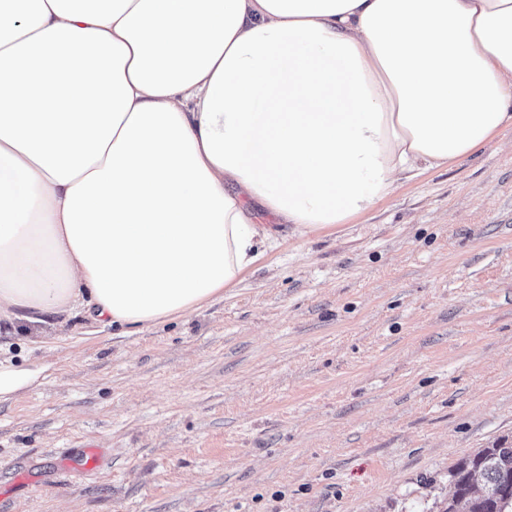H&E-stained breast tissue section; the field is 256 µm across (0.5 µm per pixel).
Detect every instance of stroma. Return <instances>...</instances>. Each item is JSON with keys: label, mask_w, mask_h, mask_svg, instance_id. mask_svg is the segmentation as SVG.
<instances>
[{"label": "stroma", "mask_w": 512, "mask_h": 512, "mask_svg": "<svg viewBox=\"0 0 512 512\" xmlns=\"http://www.w3.org/2000/svg\"><path fill=\"white\" fill-rule=\"evenodd\" d=\"M0 345L55 365L0 403V512H442L512 438V130L188 319Z\"/></svg>", "instance_id": "1"}]
</instances>
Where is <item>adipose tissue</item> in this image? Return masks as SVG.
I'll list each match as a JSON object with an SVG mask.
<instances>
[{"instance_id": "adipose-tissue-1", "label": "adipose tissue", "mask_w": 512, "mask_h": 512, "mask_svg": "<svg viewBox=\"0 0 512 512\" xmlns=\"http://www.w3.org/2000/svg\"><path fill=\"white\" fill-rule=\"evenodd\" d=\"M511 127L512 0H0V330L188 317Z\"/></svg>"}]
</instances>
